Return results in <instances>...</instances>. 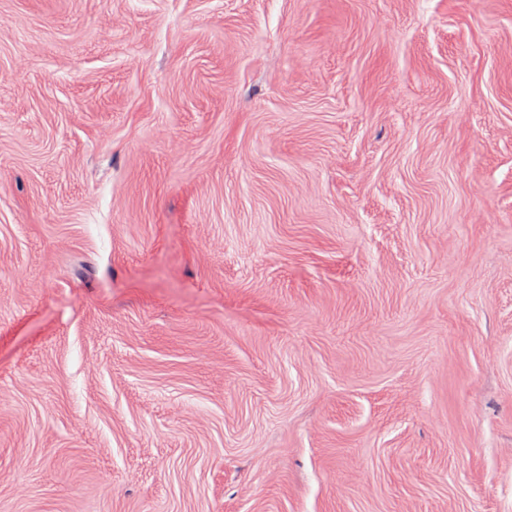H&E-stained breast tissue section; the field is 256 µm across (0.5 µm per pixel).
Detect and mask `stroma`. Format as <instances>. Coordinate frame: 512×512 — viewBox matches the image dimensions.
I'll use <instances>...</instances> for the list:
<instances>
[{"label":"stroma","mask_w":512,"mask_h":512,"mask_svg":"<svg viewBox=\"0 0 512 512\" xmlns=\"http://www.w3.org/2000/svg\"><path fill=\"white\" fill-rule=\"evenodd\" d=\"M0 512H512V0H0Z\"/></svg>","instance_id":"1"}]
</instances>
